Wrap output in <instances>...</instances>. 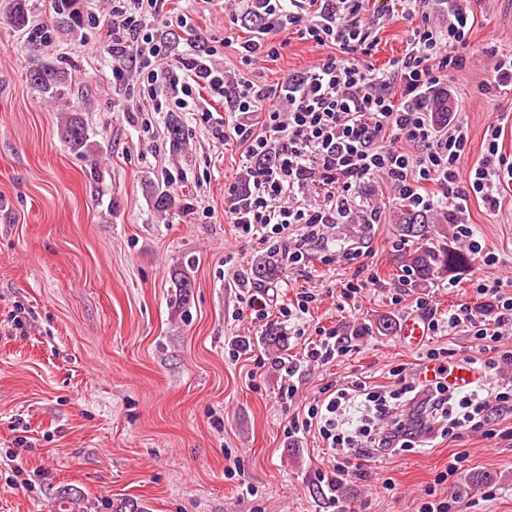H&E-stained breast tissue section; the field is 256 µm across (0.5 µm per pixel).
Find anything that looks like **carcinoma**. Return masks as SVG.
Instances as JSON below:
<instances>
[{"instance_id": "carcinoma-1", "label": "carcinoma", "mask_w": 512, "mask_h": 512, "mask_svg": "<svg viewBox=\"0 0 512 512\" xmlns=\"http://www.w3.org/2000/svg\"><path fill=\"white\" fill-rule=\"evenodd\" d=\"M7 21L19 30L28 27L30 8L27 0H13ZM27 80L42 93L54 92L62 83L63 71L53 64H38L27 71ZM452 108L453 103L448 100V89L443 86L425 100V109L431 113L438 126L448 123V112ZM64 135L71 150L78 154L87 151L88 130L76 118L66 119ZM167 136L173 149L180 150L184 143V127L176 115L172 114L168 119ZM394 221L401 232L402 243L407 246L401 259L417 285L424 286L447 274L448 267L461 259V255L448 250L447 225L434 223L431 214L405 206L396 211ZM252 275L265 285L277 282L283 276L278 254L263 257L253 268Z\"/></svg>"}]
</instances>
